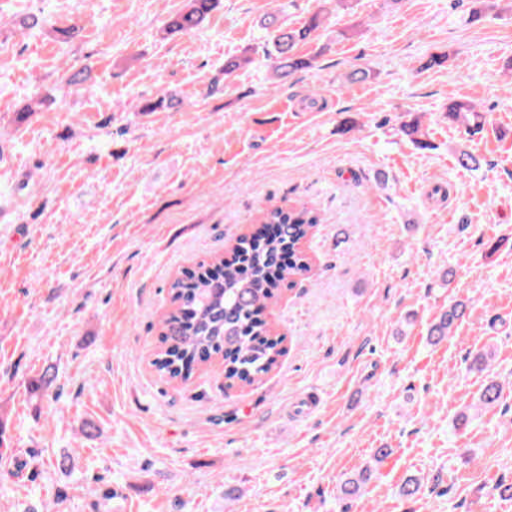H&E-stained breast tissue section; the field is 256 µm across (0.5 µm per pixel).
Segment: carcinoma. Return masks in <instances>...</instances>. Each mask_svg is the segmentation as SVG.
Segmentation results:
<instances>
[{
    "label": "carcinoma",
    "instance_id": "1",
    "mask_svg": "<svg viewBox=\"0 0 512 512\" xmlns=\"http://www.w3.org/2000/svg\"><path fill=\"white\" fill-rule=\"evenodd\" d=\"M216 4L217 0H188L186 7L166 24L165 34L201 29ZM319 24L318 14L300 28L288 27L276 13L264 18L275 52L273 76L277 81L311 66V58L299 54L296 47L310 39ZM447 114L450 121L471 133L483 129L481 107L473 100L448 98ZM263 223L273 225L272 231L241 237L232 261L202 263L171 283L176 308L163 320V347L153 361L161 374L186 380L194 367L219 356L224 361L226 380L252 384L276 365L282 354V337L271 334L259 311L279 288L308 270L300 245L320 223V216L304 203L286 204L267 214ZM469 311L464 302L449 305L429 325V342L438 344L448 338ZM56 379L52 368L43 370L29 382V393L43 395L55 386ZM502 393V383L488 378L479 394L481 407L498 405ZM366 480L364 475L346 479L340 487L342 497H361Z\"/></svg>",
    "mask_w": 512,
    "mask_h": 512
}]
</instances>
